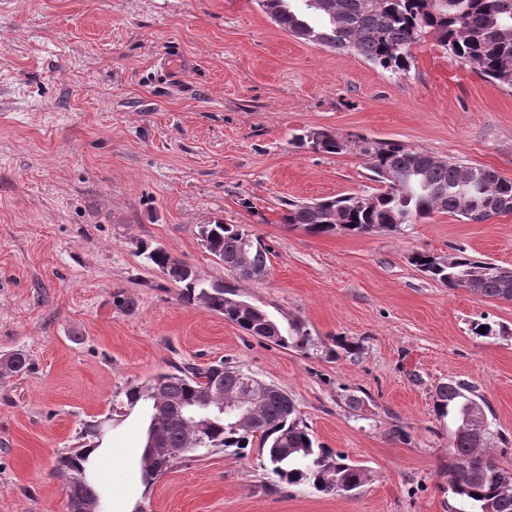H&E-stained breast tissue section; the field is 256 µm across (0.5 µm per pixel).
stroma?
I'll use <instances>...</instances> for the list:
<instances>
[{"instance_id": "1", "label": "stroma", "mask_w": 512, "mask_h": 512, "mask_svg": "<svg viewBox=\"0 0 512 512\" xmlns=\"http://www.w3.org/2000/svg\"><path fill=\"white\" fill-rule=\"evenodd\" d=\"M408 71L304 43L261 0H0V512H63L57 457L84 446L116 392L189 361L225 362L293 398L316 442L368 479L347 495L275 482L257 448L217 450L143 487L142 414L106 433L107 512H454L448 424L435 387L471 385L512 440V302L445 288L414 252L457 250L512 267V214L438 213L401 233L312 236L288 201L382 191L355 148L294 135L400 142L512 179V90L427 33ZM240 224L270 248L245 300L356 354L303 355L249 335L148 264L147 242L211 282L223 265L197 228ZM489 323L490 336L471 325ZM401 427L406 437L392 435ZM321 131H322V133L320 135V140L317 143H315L314 140H312L316 135L314 133V130L309 133L310 140H308V135L304 134V135L295 137V143L300 146L310 147L313 151H316V152L322 151V152L329 153V154L339 153L340 151H343L348 146L347 145L345 147H340V146H343V144H346L345 140L339 139L338 140V143L340 144V146H339L337 143L336 136L334 134H332L328 131H323V130H321Z\"/></svg>"}]
</instances>
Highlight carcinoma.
<instances>
[{"mask_svg": "<svg viewBox=\"0 0 512 512\" xmlns=\"http://www.w3.org/2000/svg\"><path fill=\"white\" fill-rule=\"evenodd\" d=\"M263 7L290 36L305 43L352 51L392 72L408 70L413 59L411 46L420 33L432 32L454 58L488 81L512 88V0H263ZM295 143L316 152L342 151L336 136L328 131L322 132L316 143L306 134L295 137ZM355 146L367 158L374 180L386 188L369 196L290 202L282 215L284 224L321 236L334 233L332 221L338 219L346 233L367 235L377 228L403 231L438 212L458 218L468 212L485 220L512 214V180L490 168L473 167L466 180L462 176L466 164L450 159L441 166H432V155L425 150L368 139L356 141ZM207 233V252L224 265L230 282L210 283L193 266L160 247L143 243L141 254L160 270L175 264L184 267L187 277L175 280L180 299L224 316V320L252 336L268 338L263 328L267 319L279 330L276 344L281 347L304 355L320 351L329 358L357 351L358 345L343 336L326 342L311 336L297 322L285 328L267 311L257 310L241 299V288L251 282L234 268L242 249H247V264L262 269L269 267V248L238 224L216 221L207 225ZM453 258L454 264L448 267L439 257L417 252L412 264L448 289L471 284L485 298L512 301V279L500 273L502 266L463 251ZM28 369L29 359L20 352L8 356L7 365H0V372L6 374ZM239 372L241 369L222 363L204 368L182 363L173 373H159L117 393L112 413L85 426L84 435L90 444L58 460V470L66 475L72 495L80 503L100 495L89 473L91 450L99 447L104 431L116 418L139 405L145 409L146 431L158 432L167 448H185L182 457L170 461L153 462L148 451H143L140 471L147 487L175 464L197 456L199 449L192 444L199 439L208 453L233 448L242 454L258 446L266 467L279 483L309 485L328 493L325 480L330 474L347 493L364 485L365 469L315 445L308 427L296 416L293 399L276 385L257 396L252 409L241 419L229 420L218 413L204 426H198L189 412L203 405L210 387H224L226 404L243 394ZM159 399L165 406L162 413L156 409ZM433 401L437 419L448 420V429L452 430L444 471L448 489L459 502L455 512H512V469L501 467L495 458L498 452L512 454V441L495 430L486 414L480 433L469 434L457 427L464 402L485 410L488 405L469 386L454 380L436 385Z\"/></svg>", "mask_w": 512, "mask_h": 512, "instance_id": "obj_1", "label": "carcinoma"}]
</instances>
